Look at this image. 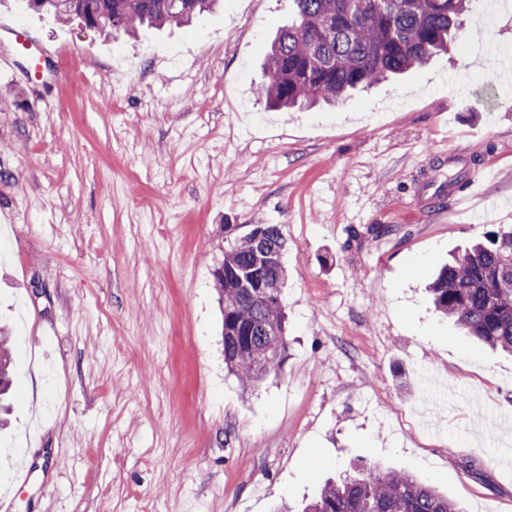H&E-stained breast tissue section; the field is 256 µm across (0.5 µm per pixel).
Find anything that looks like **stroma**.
Wrapping results in <instances>:
<instances>
[{
    "label": "stroma",
    "mask_w": 512,
    "mask_h": 512,
    "mask_svg": "<svg viewBox=\"0 0 512 512\" xmlns=\"http://www.w3.org/2000/svg\"><path fill=\"white\" fill-rule=\"evenodd\" d=\"M471 0L448 55L333 106L270 110L289 0L114 39L0 0L51 56L0 72V317L15 512H299L351 466L512 512V355L426 288L512 226V13ZM284 227L288 357L242 391L213 271ZM391 231L378 235L374 226ZM32 482L18 487L23 467ZM11 336L6 326L0 327V403L12 386L14 363L10 348Z\"/></svg>",
    "instance_id": "35a3bbf8"
}]
</instances>
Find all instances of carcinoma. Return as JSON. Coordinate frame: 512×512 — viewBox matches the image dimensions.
I'll list each match as a JSON object with an SVG mask.
<instances>
[{"label": "carcinoma", "instance_id": "1", "mask_svg": "<svg viewBox=\"0 0 512 512\" xmlns=\"http://www.w3.org/2000/svg\"><path fill=\"white\" fill-rule=\"evenodd\" d=\"M220 0H34L33 9L90 29L128 33L182 25ZM260 85L273 110L336 102L450 50L467 0H291ZM281 225L259 224L229 243L213 273L223 317L224 364L249 391L278 374L287 353ZM436 311L493 349L512 353V230L492 231L428 285ZM11 336L0 327V409L12 386ZM303 512H462L401 472L366 469L325 483Z\"/></svg>", "mask_w": 512, "mask_h": 512}]
</instances>
